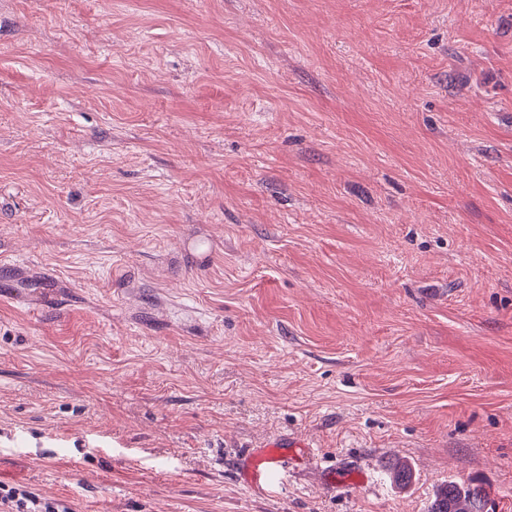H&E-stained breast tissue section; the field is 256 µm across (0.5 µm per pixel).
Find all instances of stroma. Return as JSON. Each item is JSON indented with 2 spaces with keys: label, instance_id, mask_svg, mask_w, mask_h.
<instances>
[{
  "label": "stroma",
  "instance_id": "obj_1",
  "mask_svg": "<svg viewBox=\"0 0 512 512\" xmlns=\"http://www.w3.org/2000/svg\"><path fill=\"white\" fill-rule=\"evenodd\" d=\"M277 435L313 453L254 491L230 460ZM448 479L512 512V0H0V481L427 512Z\"/></svg>",
  "mask_w": 512,
  "mask_h": 512
}]
</instances>
